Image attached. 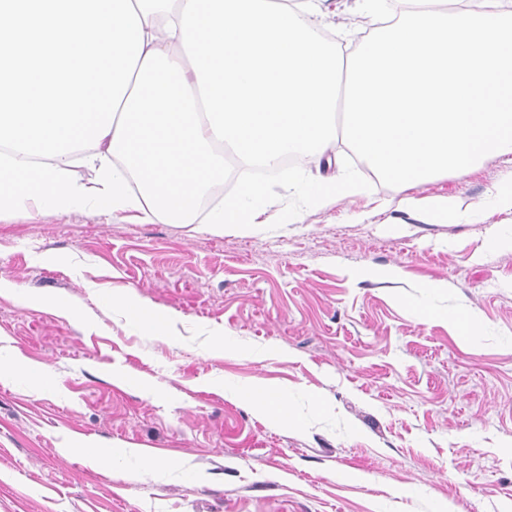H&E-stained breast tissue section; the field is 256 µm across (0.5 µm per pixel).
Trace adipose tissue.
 I'll return each mask as SVG.
<instances>
[{
	"mask_svg": "<svg viewBox=\"0 0 512 512\" xmlns=\"http://www.w3.org/2000/svg\"><path fill=\"white\" fill-rule=\"evenodd\" d=\"M385 12L350 61L340 131L329 0H0V214L195 224L225 149L319 161L340 133L401 184L512 154V0H368ZM237 194L215 229L263 223L261 186Z\"/></svg>",
	"mask_w": 512,
	"mask_h": 512,
	"instance_id": "ef3b65f1",
	"label": "adipose tissue"
}]
</instances>
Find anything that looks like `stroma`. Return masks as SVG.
<instances>
[{"instance_id":"stroma-1","label":"stroma","mask_w":512,"mask_h":512,"mask_svg":"<svg viewBox=\"0 0 512 512\" xmlns=\"http://www.w3.org/2000/svg\"><path fill=\"white\" fill-rule=\"evenodd\" d=\"M341 160L361 192L316 209L280 171L250 234L0 217V512H512V250L488 247L512 155L408 185ZM441 197L473 216L428 222ZM260 382L289 420L253 407ZM118 304L129 308L134 316L137 329L147 335L164 336L170 316L163 314L132 294L116 296ZM250 399L257 405L269 406L274 404L277 408L279 417L283 420L289 419V405L286 397L271 387L255 386L250 392Z\"/></svg>"}]
</instances>
